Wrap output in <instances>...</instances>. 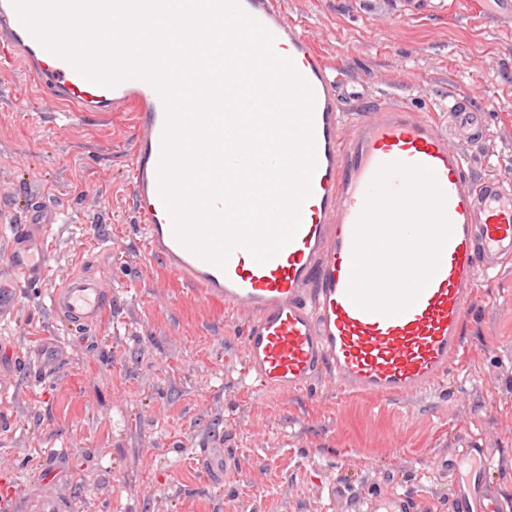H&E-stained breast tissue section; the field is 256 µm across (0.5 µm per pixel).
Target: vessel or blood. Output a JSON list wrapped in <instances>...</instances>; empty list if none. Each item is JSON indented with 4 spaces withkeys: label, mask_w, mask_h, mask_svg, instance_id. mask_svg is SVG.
<instances>
[{
    "label": "vessel or blood",
    "mask_w": 512,
    "mask_h": 512,
    "mask_svg": "<svg viewBox=\"0 0 512 512\" xmlns=\"http://www.w3.org/2000/svg\"><path fill=\"white\" fill-rule=\"evenodd\" d=\"M243 11L287 50L314 94L316 169L301 225L286 252L265 263H243L234 248L225 268L201 259L173 233L159 195L158 168L166 108L158 90L133 78L104 87L49 52L21 23L12 0H0V68L23 64L49 100L74 107L78 118L108 120L132 112L137 127L131 179L139 222L150 252L198 295L223 301L244 319L246 372L264 389L303 392L327 379L347 395L392 400L443 381L464 354V334L477 288L512 262V186L498 178L473 179L460 144H481L485 122L467 97L448 102L438 122L409 106L379 104L345 120L343 108L359 89L316 50L314 40L288 19L279 0H240ZM427 0H366L368 12L412 14ZM401 163L433 170L445 194L452 233L439 265L415 302L385 315L358 307L348 295L355 229L381 166ZM43 235L18 234L0 265V318L14 313L17 290L44 280ZM112 297L95 277L74 274L54 288L55 318L81 334L98 325ZM221 440L202 449L201 466L215 482L234 474ZM433 472L453 492L460 512H500V492L484 449L441 453ZM422 495L408 491L364 494L360 512H422Z\"/></svg>",
    "instance_id": "obj_1"
}]
</instances>
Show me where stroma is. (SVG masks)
<instances>
[{
  "instance_id": "obj_1",
  "label": "stroma",
  "mask_w": 512,
  "mask_h": 512,
  "mask_svg": "<svg viewBox=\"0 0 512 512\" xmlns=\"http://www.w3.org/2000/svg\"><path fill=\"white\" fill-rule=\"evenodd\" d=\"M360 0H287L288 19L365 87L362 102L423 108L473 92L484 145L464 147L470 174L512 181V19L483 0L378 24ZM21 68L0 70V262L12 228L46 224L49 276L21 289L0 321V485L12 512L63 497L75 512H332L329 484L353 498L396 486L454 512L431 471L443 448L488 451L512 501V265L482 283L463 360L415 396L363 400L319 382L268 391L243 367L241 327L153 257L137 222L134 120H67ZM104 272L112 304L91 343L57 321L47 295L72 272ZM235 452L217 486L199 449Z\"/></svg>"
}]
</instances>
